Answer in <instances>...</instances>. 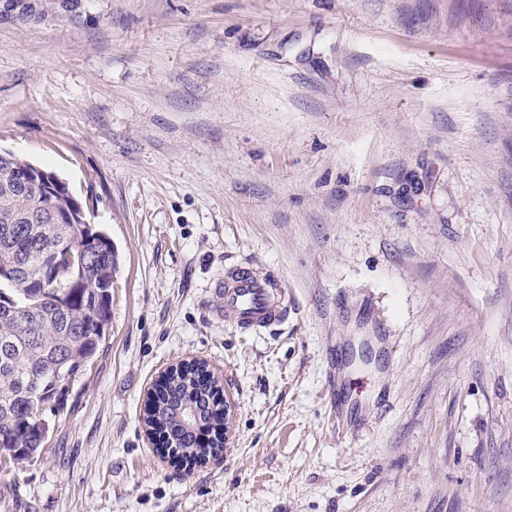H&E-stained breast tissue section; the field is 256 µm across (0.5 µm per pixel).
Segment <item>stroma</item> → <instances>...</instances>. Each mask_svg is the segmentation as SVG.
Returning <instances> with one entry per match:
<instances>
[{
    "label": "stroma",
    "mask_w": 512,
    "mask_h": 512,
    "mask_svg": "<svg viewBox=\"0 0 512 512\" xmlns=\"http://www.w3.org/2000/svg\"><path fill=\"white\" fill-rule=\"evenodd\" d=\"M0 150L118 257L0 512H512V0H0ZM236 260L287 322L213 316ZM184 358L233 406L188 472L142 426Z\"/></svg>",
    "instance_id": "35a3bbf8"
}]
</instances>
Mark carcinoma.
<instances>
[{"instance_id":"cac0c4a2","label":"carcinoma","mask_w":512,"mask_h":512,"mask_svg":"<svg viewBox=\"0 0 512 512\" xmlns=\"http://www.w3.org/2000/svg\"><path fill=\"white\" fill-rule=\"evenodd\" d=\"M0 152V451L31 461L44 449L47 413L64 409L76 378L106 338L116 268L112 241L87 221L85 207L51 171ZM70 251L49 287L45 271ZM203 364L168 373L144 409L164 451L197 464L224 447V405ZM203 427L208 442L197 440Z\"/></svg>"}]
</instances>
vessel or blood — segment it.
Returning <instances> with one entry per match:
<instances>
[{
	"mask_svg": "<svg viewBox=\"0 0 512 512\" xmlns=\"http://www.w3.org/2000/svg\"><path fill=\"white\" fill-rule=\"evenodd\" d=\"M214 291L221 300L218 316L241 331L270 329L288 318V292L282 280L252 263L226 269Z\"/></svg>",
	"mask_w": 512,
	"mask_h": 512,
	"instance_id": "1",
	"label": "vessel or blood"
}]
</instances>
